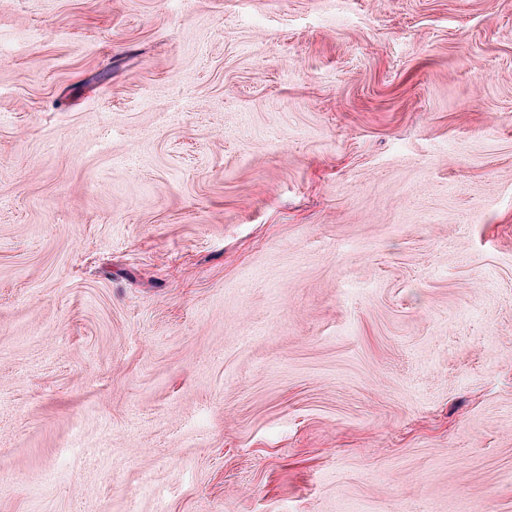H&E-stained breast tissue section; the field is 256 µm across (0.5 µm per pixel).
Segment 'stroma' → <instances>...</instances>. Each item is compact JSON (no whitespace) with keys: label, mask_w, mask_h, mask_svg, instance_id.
I'll use <instances>...</instances> for the list:
<instances>
[{"label":"stroma","mask_w":512,"mask_h":512,"mask_svg":"<svg viewBox=\"0 0 512 512\" xmlns=\"http://www.w3.org/2000/svg\"><path fill=\"white\" fill-rule=\"evenodd\" d=\"M0 512H512V0H0Z\"/></svg>","instance_id":"1"}]
</instances>
